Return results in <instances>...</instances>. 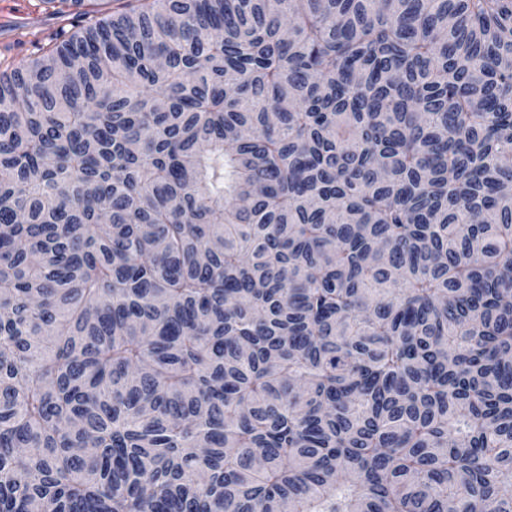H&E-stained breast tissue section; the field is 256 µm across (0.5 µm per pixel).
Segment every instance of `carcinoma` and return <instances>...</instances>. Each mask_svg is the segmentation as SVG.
Here are the masks:
<instances>
[{
	"label": "carcinoma",
	"instance_id": "obj_1",
	"mask_svg": "<svg viewBox=\"0 0 512 512\" xmlns=\"http://www.w3.org/2000/svg\"><path fill=\"white\" fill-rule=\"evenodd\" d=\"M44 2L0 512H512V0Z\"/></svg>",
	"mask_w": 512,
	"mask_h": 512
}]
</instances>
